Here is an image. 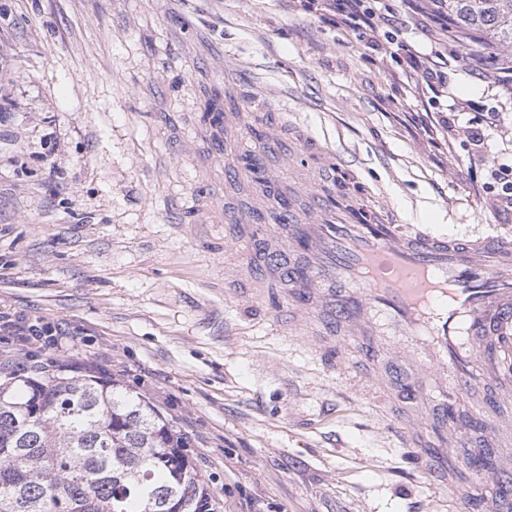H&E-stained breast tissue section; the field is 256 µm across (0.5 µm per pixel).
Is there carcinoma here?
<instances>
[{"label": "carcinoma", "instance_id": "obj_1", "mask_svg": "<svg viewBox=\"0 0 512 512\" xmlns=\"http://www.w3.org/2000/svg\"><path fill=\"white\" fill-rule=\"evenodd\" d=\"M487 48L512 45V0H448ZM212 512L186 438L120 382L62 363L0 366V512Z\"/></svg>", "mask_w": 512, "mask_h": 512}]
</instances>
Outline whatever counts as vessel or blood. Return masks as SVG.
Instances as JSON below:
<instances>
[{
  "instance_id": "obj_1",
  "label": "vessel or blood",
  "mask_w": 512,
  "mask_h": 512,
  "mask_svg": "<svg viewBox=\"0 0 512 512\" xmlns=\"http://www.w3.org/2000/svg\"><path fill=\"white\" fill-rule=\"evenodd\" d=\"M310 217L251 224L258 236L279 248H304L310 262L298 268L267 265L272 277L288 282L283 308L305 312L304 298L328 309L347 330L362 324L366 310L381 314L397 332L413 339L415 355L424 358L440 379L452 382L445 401L454 407L486 380L512 387V235H436L426 226L395 224L387 208L351 207L338 218L335 199L315 192ZM451 439L469 447L464 424L439 418L418 429L401 428L431 486L449 489L454 512H471V492L448 486L442 453L424 448L419 434Z\"/></svg>"
}]
</instances>
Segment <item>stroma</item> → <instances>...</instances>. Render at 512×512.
Masks as SVG:
<instances>
[{
  "label": "stroma",
  "mask_w": 512,
  "mask_h": 512,
  "mask_svg": "<svg viewBox=\"0 0 512 512\" xmlns=\"http://www.w3.org/2000/svg\"><path fill=\"white\" fill-rule=\"evenodd\" d=\"M420 6L364 0L404 19L390 31L338 24L326 0H0V360L142 394L186 437L216 512H448L390 418L444 410L443 383L392 364L376 316L340 334L350 369L330 372L281 323V289L240 297L259 268L225 220L265 200L232 173L252 154L308 214L319 160L294 140L310 137L355 172L330 185L343 204L379 201L440 234L512 231L491 191L512 161V91L489 77L512 46L449 53ZM438 53L448 77L432 91L408 61ZM228 64L237 88L282 96L245 144L203 117ZM491 112L475 152L467 130ZM448 413L474 423L453 484L500 500L480 478L512 471V389Z\"/></svg>",
  "instance_id": "1"
}]
</instances>
